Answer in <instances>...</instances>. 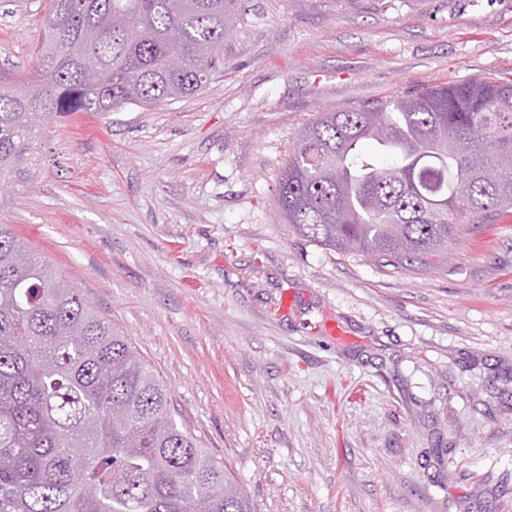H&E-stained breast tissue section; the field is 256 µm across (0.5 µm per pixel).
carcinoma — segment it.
<instances>
[{
    "label": "carcinoma",
    "instance_id": "carcinoma-1",
    "mask_svg": "<svg viewBox=\"0 0 512 512\" xmlns=\"http://www.w3.org/2000/svg\"><path fill=\"white\" fill-rule=\"evenodd\" d=\"M238 0H51L41 100L0 80V180L37 123L187 96L208 80ZM171 56L181 59L166 67ZM280 213L326 247L418 268L512 209V79L474 78L300 131ZM0 512H251L224 462L170 411L130 339L0 224Z\"/></svg>",
    "mask_w": 512,
    "mask_h": 512
}]
</instances>
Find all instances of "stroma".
I'll use <instances>...</instances> for the list:
<instances>
[{
	"label": "stroma",
	"instance_id": "1",
	"mask_svg": "<svg viewBox=\"0 0 512 512\" xmlns=\"http://www.w3.org/2000/svg\"><path fill=\"white\" fill-rule=\"evenodd\" d=\"M48 7L0 0V78L36 83ZM475 77L512 78V0H239L195 94L38 127L0 224L131 337L253 512H512V209L426 270L278 214L317 112Z\"/></svg>",
	"mask_w": 512,
	"mask_h": 512
}]
</instances>
